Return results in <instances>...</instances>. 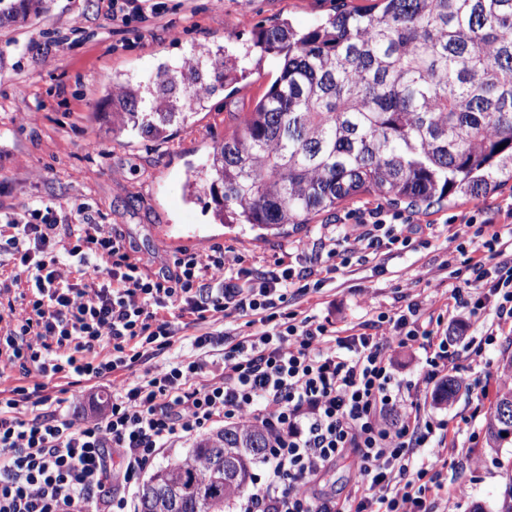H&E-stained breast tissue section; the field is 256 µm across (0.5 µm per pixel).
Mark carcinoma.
<instances>
[{
  "label": "carcinoma",
  "mask_w": 512,
  "mask_h": 512,
  "mask_svg": "<svg viewBox=\"0 0 512 512\" xmlns=\"http://www.w3.org/2000/svg\"><path fill=\"white\" fill-rule=\"evenodd\" d=\"M255 45L282 59L279 77L186 183L207 193L224 224L286 235L358 195L427 210L487 197L512 181V0H374L345 4L306 33L274 25ZM183 57L165 81L128 86L140 100L124 126L140 137L194 114L202 81ZM495 392L484 419L487 448L512 441ZM266 432L226 426L142 484L141 512H224L264 460Z\"/></svg>",
  "instance_id": "cac0c4a2"
}]
</instances>
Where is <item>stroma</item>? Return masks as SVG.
<instances>
[{
  "label": "stroma",
  "instance_id": "1",
  "mask_svg": "<svg viewBox=\"0 0 512 512\" xmlns=\"http://www.w3.org/2000/svg\"><path fill=\"white\" fill-rule=\"evenodd\" d=\"M160 15L122 21L109 0H44L40 13L0 20V212L41 198L71 219L88 205L98 224L118 225L130 251L150 271H166L181 251L207 253L218 245L249 265H269L294 253L297 242L314 243L326 225L365 207H382L379 196H362L314 217L299 232L256 239L239 224L220 223L211 198L185 194L193 171L205 164L225 136L280 74L281 62L255 47L263 27L290 26L300 33L325 23L335 0H161ZM250 45L231 79L187 120L157 138L132 136L120 115L141 111V102L115 98L113 84L164 78L176 57L201 48L211 57ZM512 205V182L498 194L462 200L428 214L427 243L352 263L325 281L310 303L315 315L343 330L365 320L367 307L392 310L398 294L445 299L453 280L442 261L456 243L462 218L487 216ZM171 240L168 249L158 239ZM470 467L464 449L448 451L440 480L461 492L456 512L483 504L494 512L512 461V445L498 453L475 450Z\"/></svg>",
  "mask_w": 512,
  "mask_h": 512
}]
</instances>
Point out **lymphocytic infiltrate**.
Masks as SVG:
<instances>
[{"instance_id":"f902f5d3","label":"lymphocytic infiltrate","mask_w":512,"mask_h":512,"mask_svg":"<svg viewBox=\"0 0 512 512\" xmlns=\"http://www.w3.org/2000/svg\"><path fill=\"white\" fill-rule=\"evenodd\" d=\"M425 231L374 208L320 237L319 255L299 246L295 266H248L216 246L182 251L156 276L119 228L72 223L43 199L1 211L0 250L13 269L0 285V368H19L23 381L0 399V512H137L130 488L147 466L219 423L257 425L271 440L262 485L235 512H430L450 435L425 411L430 382L445 374L470 389L478 413L512 380L471 377L443 337L463 317L482 321L476 359L512 326V207L459 226L456 239L473 248L435 316L408 298L340 332L300 308L353 254L407 248ZM72 258L68 280L59 267ZM231 317L245 329L221 328ZM376 322L384 334H370ZM205 323L212 329L192 335L194 356L168 357L181 333ZM404 348L426 354L416 378L397 374ZM138 366L142 375L113 392L101 417H65L45 392L54 379L102 386ZM343 458L352 489L339 500L318 482Z\"/></svg>"}]
</instances>
